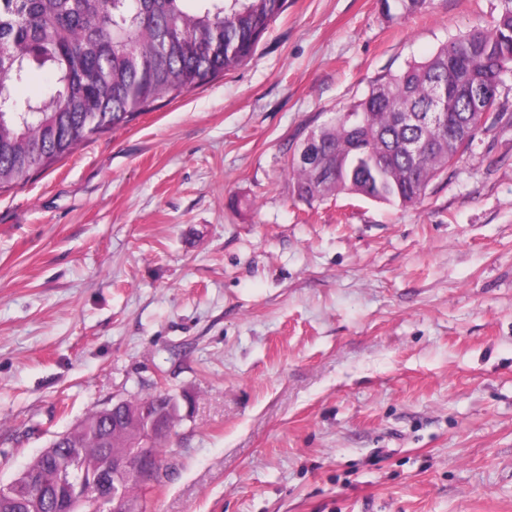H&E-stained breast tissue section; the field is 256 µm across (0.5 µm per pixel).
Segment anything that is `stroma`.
I'll list each match as a JSON object with an SVG mask.
<instances>
[{"label": "stroma", "mask_w": 512, "mask_h": 512, "mask_svg": "<svg viewBox=\"0 0 512 512\" xmlns=\"http://www.w3.org/2000/svg\"><path fill=\"white\" fill-rule=\"evenodd\" d=\"M499 8L288 0L241 67L0 190V485L163 391L144 512H512V73L421 204L307 203L288 175ZM382 12L391 19H396L429 7L432 0H378Z\"/></svg>", "instance_id": "obj_1"}]
</instances>
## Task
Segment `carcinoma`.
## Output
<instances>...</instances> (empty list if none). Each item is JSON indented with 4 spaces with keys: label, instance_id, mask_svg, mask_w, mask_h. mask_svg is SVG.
I'll list each match as a JSON object with an SVG mask.
<instances>
[{
    "label": "carcinoma",
    "instance_id": "cac0c4a2",
    "mask_svg": "<svg viewBox=\"0 0 512 512\" xmlns=\"http://www.w3.org/2000/svg\"><path fill=\"white\" fill-rule=\"evenodd\" d=\"M432 0H379L396 19ZM287 0H0V188L66 157L89 137L128 123L160 98L175 99L241 66L255 53ZM34 70L54 77L50 95L21 99L17 89ZM512 72V0L495 18L449 39L425 61L376 81L368 94L338 110L312 134L310 153L288 165L294 192L308 203L346 194L414 205L429 184L460 162L463 148L447 140L429 113L441 98L465 122L479 115L459 87L494 82ZM416 120L402 124L397 113ZM357 138L369 159L348 158L327 189L316 190L319 167L334 164ZM416 142L415 154L405 144ZM88 413L68 434L72 458L85 474L123 454L141 433L138 418L112 428ZM39 487L0 498V512H53Z\"/></svg>",
    "mask_w": 512,
    "mask_h": 512
}]
</instances>
